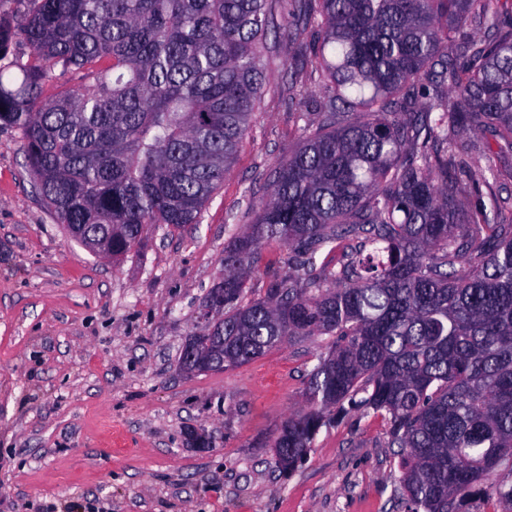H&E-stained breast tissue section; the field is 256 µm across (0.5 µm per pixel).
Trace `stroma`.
<instances>
[{
    "instance_id": "stroma-1",
    "label": "stroma",
    "mask_w": 512,
    "mask_h": 512,
    "mask_svg": "<svg viewBox=\"0 0 512 512\" xmlns=\"http://www.w3.org/2000/svg\"><path fill=\"white\" fill-rule=\"evenodd\" d=\"M275 92L255 112L197 223L146 225L122 260L76 243L35 187L18 132L0 127V512H407L377 414L322 427L289 475L272 442L303 406L330 336L292 339L221 372L180 371L224 249L252 223L277 164L314 109L292 98L309 71L266 54ZM293 263L259 250L251 297ZM208 432L194 448L188 430Z\"/></svg>"
}]
</instances>
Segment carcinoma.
Listing matches in <instances>:
<instances>
[{"instance_id": "carcinoma-1", "label": "carcinoma", "mask_w": 512, "mask_h": 512, "mask_svg": "<svg viewBox=\"0 0 512 512\" xmlns=\"http://www.w3.org/2000/svg\"><path fill=\"white\" fill-rule=\"evenodd\" d=\"M13 2L0 60L11 35L29 53L0 65V123L59 223L81 245L112 235L115 260L147 224L197 223L270 86L268 38L289 31L323 120L224 249V367L333 337L307 410L273 441L282 473L322 427L373 412L400 449L408 512L482 496L512 512V484H485L512 471V195L473 208L461 189V138L512 156V14L488 0ZM57 69L80 89L44 101ZM353 237L338 269L315 273L320 251ZM272 242L295 265L248 301L252 258Z\"/></svg>"}]
</instances>
